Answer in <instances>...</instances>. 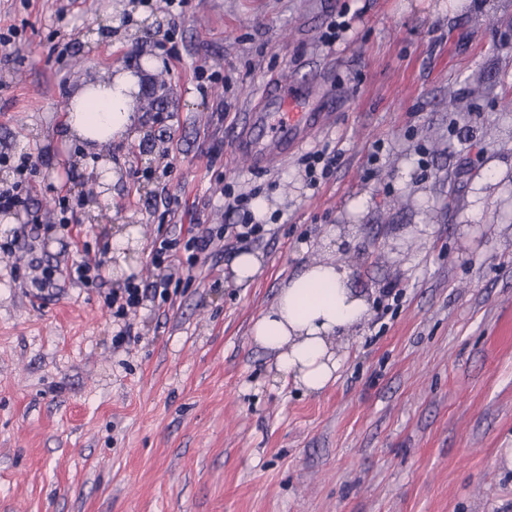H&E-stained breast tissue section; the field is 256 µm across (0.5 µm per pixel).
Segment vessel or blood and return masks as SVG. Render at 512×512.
<instances>
[{
  "label": "vessel or blood",
  "mask_w": 512,
  "mask_h": 512,
  "mask_svg": "<svg viewBox=\"0 0 512 512\" xmlns=\"http://www.w3.org/2000/svg\"><path fill=\"white\" fill-rule=\"evenodd\" d=\"M323 96L320 86L301 89L272 78L235 137V153L253 169L268 170L281 164L329 128L330 113L317 109Z\"/></svg>",
  "instance_id": "vessel-or-blood-1"
}]
</instances>
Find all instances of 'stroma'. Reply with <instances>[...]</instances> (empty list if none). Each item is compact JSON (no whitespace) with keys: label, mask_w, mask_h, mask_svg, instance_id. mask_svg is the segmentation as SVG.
Instances as JSON below:
<instances>
[{"label":"stroma","mask_w":512,"mask_h":512,"mask_svg":"<svg viewBox=\"0 0 512 512\" xmlns=\"http://www.w3.org/2000/svg\"><path fill=\"white\" fill-rule=\"evenodd\" d=\"M346 7L351 31L324 44ZM10 27L0 154L37 173L32 212L0 236L54 223L65 195L77 243L38 254L104 264L97 286L38 298L36 268L0 258V512H512V0H189L175 23L161 0H0ZM198 66L233 88L200 89ZM126 71L137 136L90 155L62 139L73 89ZM280 75L330 88L309 147L343 158L316 192L300 155L257 172L232 153ZM228 183L281 216L249 248L257 274L236 282L242 249L225 241L114 347L105 298L157 279L167 200L176 224H231ZM339 256L368 316L336 381L307 393L275 379L251 330L288 279Z\"/></svg>","instance_id":"35a3bbf8"}]
</instances>
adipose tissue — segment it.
<instances>
[{
  "instance_id": "ef3b65f1",
  "label": "adipose tissue",
  "mask_w": 512,
  "mask_h": 512,
  "mask_svg": "<svg viewBox=\"0 0 512 512\" xmlns=\"http://www.w3.org/2000/svg\"><path fill=\"white\" fill-rule=\"evenodd\" d=\"M137 77L91 79L75 87L68 106L65 137L87 150L100 148L134 127L127 93ZM350 271L333 261L307 265L282 288L274 305L252 327L255 345L273 354L277 372L310 392L333 383L342 367L336 341L350 334L367 314V301L349 286Z\"/></svg>"
}]
</instances>
